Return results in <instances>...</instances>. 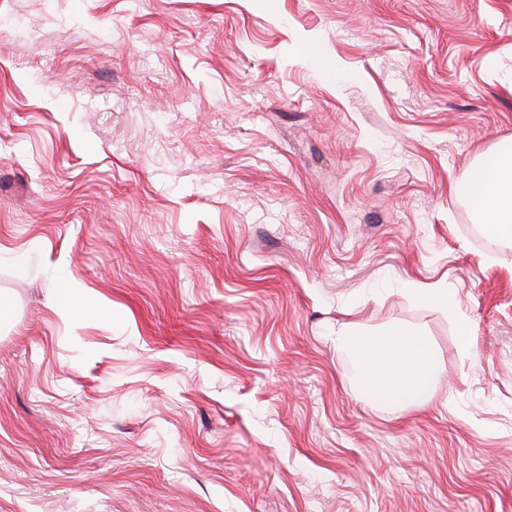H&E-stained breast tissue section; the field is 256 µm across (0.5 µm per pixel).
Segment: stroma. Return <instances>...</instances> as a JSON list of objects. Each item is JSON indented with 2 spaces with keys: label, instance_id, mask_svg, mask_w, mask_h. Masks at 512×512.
I'll list each match as a JSON object with an SVG mask.
<instances>
[{
  "label": "stroma",
  "instance_id": "1",
  "mask_svg": "<svg viewBox=\"0 0 512 512\" xmlns=\"http://www.w3.org/2000/svg\"><path fill=\"white\" fill-rule=\"evenodd\" d=\"M510 142L512 0H0V512H512ZM389 323L447 403L362 400ZM461 192L472 202L478 224L512 238V143L483 158L466 176Z\"/></svg>",
  "mask_w": 512,
  "mask_h": 512
}]
</instances>
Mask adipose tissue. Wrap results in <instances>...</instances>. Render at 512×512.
<instances>
[{
  "mask_svg": "<svg viewBox=\"0 0 512 512\" xmlns=\"http://www.w3.org/2000/svg\"><path fill=\"white\" fill-rule=\"evenodd\" d=\"M461 191L489 233L512 238V145L483 158L468 173ZM329 341L337 351L355 356L366 399L405 410L447 402L440 389L445 361L432 338L417 328L390 323L379 335L359 336L343 324Z\"/></svg>",
  "mask_w": 512,
  "mask_h": 512,
  "instance_id": "ef3b65f1",
  "label": "adipose tissue"
}]
</instances>
